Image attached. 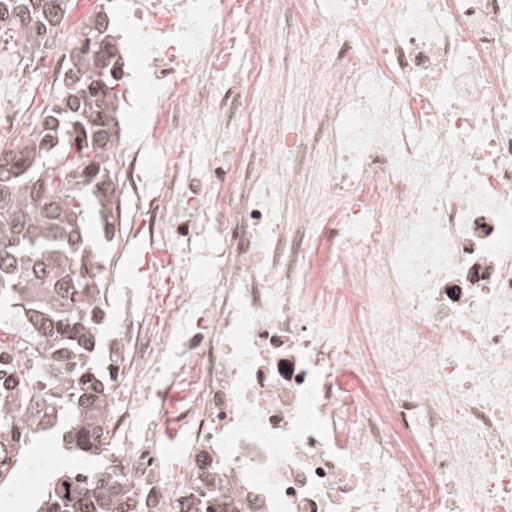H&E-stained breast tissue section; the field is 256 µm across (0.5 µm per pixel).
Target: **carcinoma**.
Wrapping results in <instances>:
<instances>
[{
  "label": "carcinoma",
  "mask_w": 512,
  "mask_h": 512,
  "mask_svg": "<svg viewBox=\"0 0 512 512\" xmlns=\"http://www.w3.org/2000/svg\"><path fill=\"white\" fill-rule=\"evenodd\" d=\"M72 0H0V37L34 60L57 42ZM102 13L87 18L68 70L55 82L36 123L0 135V488L23 471L21 453L58 436L77 464L58 467L37 512H152L150 486L131 487L103 447L112 405V344L107 322L104 251L114 236L112 129L119 98L113 84H93L103 63L120 66L123 48L100 44L110 30ZM77 96L65 99L66 80ZM101 143L100 151L94 143ZM90 155L70 176L71 150ZM97 217L95 239L84 232ZM224 487L193 485L176 512H236Z\"/></svg>",
  "instance_id": "cac0c4a2"
}]
</instances>
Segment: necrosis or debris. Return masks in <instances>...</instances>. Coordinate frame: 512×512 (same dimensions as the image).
<instances>
[{"instance_id":"4bbe7bcc","label":"necrosis or debris","mask_w":512,"mask_h":512,"mask_svg":"<svg viewBox=\"0 0 512 512\" xmlns=\"http://www.w3.org/2000/svg\"><path fill=\"white\" fill-rule=\"evenodd\" d=\"M119 0L121 39L178 186L147 203L168 241L208 225L206 278L132 295L114 338L113 460L162 512L201 473L248 512H512V253L483 247L494 213L464 194L434 204L454 272L430 308L407 294L397 252L420 212L397 167L429 135L512 202V0ZM374 78L397 147L356 172L339 124ZM236 106L224 124V105ZM209 177L185 164V137ZM223 134L226 150L206 140ZM369 378L344 391L338 370ZM150 404L153 418L135 413ZM183 432L178 472L158 448Z\"/></svg>"}]
</instances>
